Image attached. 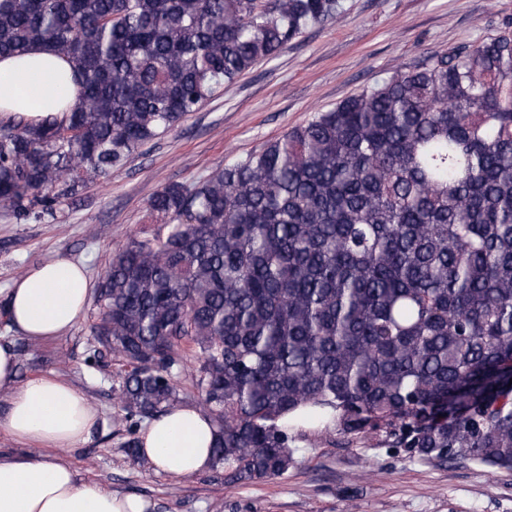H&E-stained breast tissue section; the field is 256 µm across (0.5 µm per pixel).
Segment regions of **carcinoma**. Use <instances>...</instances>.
I'll list each match as a JSON object with an SVG mask.
<instances>
[{"mask_svg":"<svg viewBox=\"0 0 512 512\" xmlns=\"http://www.w3.org/2000/svg\"><path fill=\"white\" fill-rule=\"evenodd\" d=\"M342 10L0 0V57L49 47L79 87L63 119H0V203L18 223L55 218L85 177ZM149 210L162 229L130 237L96 290L93 359L129 366L122 420L181 405L187 371L229 483L288 471L295 411L427 460L512 467V23L165 186Z\"/></svg>","mask_w":512,"mask_h":512,"instance_id":"carcinoma-1","label":"carcinoma"}]
</instances>
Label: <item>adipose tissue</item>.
Instances as JSON below:
<instances>
[{
  "mask_svg": "<svg viewBox=\"0 0 512 512\" xmlns=\"http://www.w3.org/2000/svg\"><path fill=\"white\" fill-rule=\"evenodd\" d=\"M67 63L45 46L0 58V111L33 119L63 118L78 104L74 86H62ZM91 294L86 269L58 258L38 265L8 292L10 328L34 340L63 336L83 318ZM8 409L0 432L41 447L85 443L99 420L85 394L50 376L18 382L16 356L0 344V393ZM215 429L195 407L184 405L148 422L140 454L157 473L186 478L209 469ZM142 501L78 480L74 468L51 456L33 460L0 454V512H144Z\"/></svg>",
  "mask_w": 512,
  "mask_h": 512,
  "instance_id": "obj_1",
  "label": "adipose tissue"
}]
</instances>
